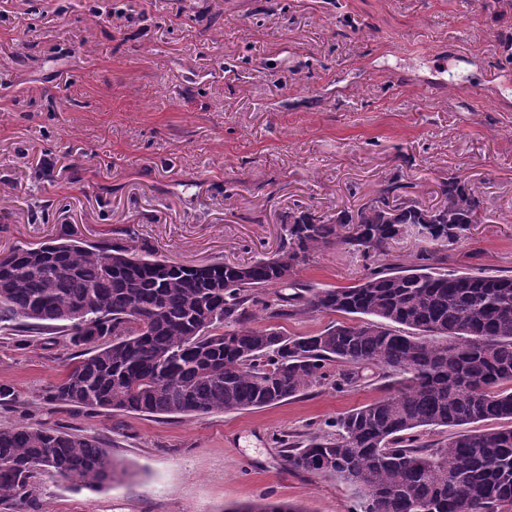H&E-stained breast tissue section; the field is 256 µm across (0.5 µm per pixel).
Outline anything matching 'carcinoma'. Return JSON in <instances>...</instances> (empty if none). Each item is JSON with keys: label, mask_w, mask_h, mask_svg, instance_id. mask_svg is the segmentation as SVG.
<instances>
[{"label": "carcinoma", "mask_w": 512, "mask_h": 512, "mask_svg": "<svg viewBox=\"0 0 512 512\" xmlns=\"http://www.w3.org/2000/svg\"><path fill=\"white\" fill-rule=\"evenodd\" d=\"M399 189L388 183L354 215L291 213L280 251L244 265L192 269L68 237L14 247L0 259V334L62 329L76 355L45 400L88 411L257 409L327 381L368 384L376 369L384 394L336 418L331 437L285 442L287 468L325 463L362 512H512V276L445 267L442 248L479 223L472 188L451 177L444 202L426 209ZM415 224L436 228L413 262L375 266L354 285L305 288L280 272L334 243L385 256ZM314 313L357 322L295 335L252 326ZM434 427L454 432L422 441ZM40 472L91 490L127 475L96 439L1 426L0 507L24 512ZM224 512L302 510L263 498Z\"/></svg>", "instance_id": "obj_1"}]
</instances>
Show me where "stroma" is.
Listing matches in <instances>:
<instances>
[{
  "label": "stroma",
  "mask_w": 512,
  "mask_h": 512,
  "mask_svg": "<svg viewBox=\"0 0 512 512\" xmlns=\"http://www.w3.org/2000/svg\"><path fill=\"white\" fill-rule=\"evenodd\" d=\"M100 15L91 18L89 4ZM512 0H0V252L60 239L181 265L273 255L302 209L356 212L390 180L441 202L481 200L447 250L465 272L512 275ZM332 244L295 281L365 272ZM73 357L62 336L0 335V425L97 439L125 465L102 490L38 474L26 512H223L260 497L355 512L349 487L287 469L285 434L335 433L383 380L202 416L47 403Z\"/></svg>",
  "instance_id": "stroma-1"
}]
</instances>
